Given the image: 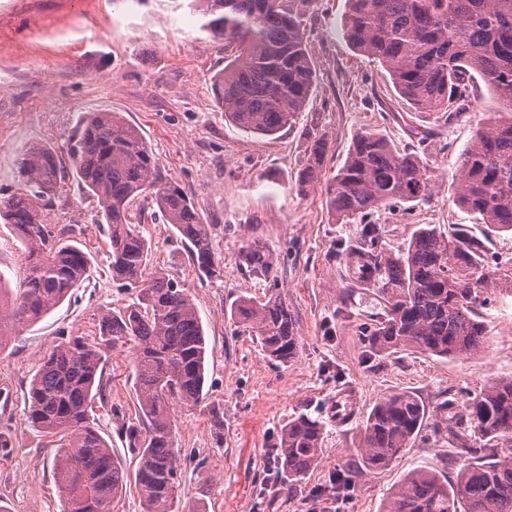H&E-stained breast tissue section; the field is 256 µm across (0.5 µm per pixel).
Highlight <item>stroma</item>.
<instances>
[{
    "mask_svg": "<svg viewBox=\"0 0 512 512\" xmlns=\"http://www.w3.org/2000/svg\"><path fill=\"white\" fill-rule=\"evenodd\" d=\"M347 0H312L303 15L307 54L316 72L312 92L294 124L276 137L231 125L210 78L224 66V49L202 30L189 0H0V189L18 184V163L33 145L66 158L70 140L92 112H116L136 126L167 179L183 189L210 225L224 277H199L172 225L151 200H141L149 270L187 288L208 339L209 400L224 409L215 427L203 407L174 406L180 458L181 512H382L396 485L425 468L455 478L465 465L446 435L424 429L391 463L370 469L356 448L363 421L383 396L398 390L427 406L454 395L466 399L489 379L512 375V234L488 237L495 271L480 316L488 342L472 355L440 358L416 349L390 356L371 351L363 328L379 310L370 291L352 285L351 271L333 254L357 228L337 223L326 181L343 164L355 136L383 134L428 165L430 193L412 204L374 213L387 248L406 245L415 225L462 224L483 235L477 215L456 206L448 185L458 160L483 121L493 119L491 92L473 75L456 116L415 110L388 71L354 50L341 22ZM480 102L483 116L471 110ZM325 146L320 181L300 188L314 141ZM45 219L69 227L89 254V282L70 300L0 349V430L12 437L0 449V512H59L53 448L26 421L29 383L60 335L94 338L102 315L129 304L132 293L114 282L108 240L97 223L96 199L76 174L62 184ZM485 235V234H484ZM273 251V276L248 273L242 245ZM276 289L295 315L300 350L291 362L268 358L258 341L230 318L231 303ZM134 350L112 352L104 374L107 406L94 426L128 472L137 462L120 434L137 414ZM349 396L355 414L338 422L333 406ZM306 414L323 426L317 465L287 487L277 475L274 448L289 419Z\"/></svg>",
    "mask_w": 512,
    "mask_h": 512,
    "instance_id": "obj_1",
    "label": "stroma"
}]
</instances>
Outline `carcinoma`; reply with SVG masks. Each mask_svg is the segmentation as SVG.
I'll return each instance as SVG.
<instances>
[{"label": "carcinoma", "instance_id": "cac0c4a2", "mask_svg": "<svg viewBox=\"0 0 512 512\" xmlns=\"http://www.w3.org/2000/svg\"><path fill=\"white\" fill-rule=\"evenodd\" d=\"M311 0H193L201 28L224 42V69L212 91L224 115L241 130L273 136L292 125L313 86L301 16ZM342 31L350 46L376 58L400 94L425 112H451L467 97L475 69L490 89L494 111L512 115V0H348ZM324 145L310 148L300 190L321 172ZM70 167L96 198L109 241L112 279L136 292V302L100 319L99 334L52 341L28 393V425L56 449L52 469L60 512H113L125 488V471L91 421L95 404L108 400L104 372L110 353L136 348L138 414L121 435L138 461L135 473L142 512H179L177 453L171 407L207 403L216 427L224 409L204 393L206 338L195 304L163 272L147 273L150 244L131 222V206L147 197L172 225L198 274L223 277L209 226L194 203L162 175L140 131L116 113L96 112L82 122L68 149ZM67 171L46 146L28 148L21 181L0 191V220L23 247L25 266L16 288L0 287V349L20 327L41 320L90 280L91 261L53 231L43 211L52 207ZM430 192L427 166L373 130L357 135L329 180L330 209L344 223L361 222L354 243L337 255L353 285L369 288L381 311L366 328L371 350L408 348L449 358L474 354L487 342L478 306L495 272L484 240L468 229L442 231L417 224L398 252L366 222L393 201L411 203ZM455 204L480 217L491 233H512V119L477 128L453 184ZM249 273L269 276L274 254L258 241L241 248ZM232 320L257 337L265 354L286 363L300 347L296 319L276 293L243 297ZM432 426L445 432L460 456L472 459L455 481L435 471L407 474L383 512H512V376L491 381L460 403L449 398L430 409L413 392L382 397L363 425L356 451L369 467L388 464ZM323 425L306 414L281 429L276 448L283 481L296 484L320 457Z\"/></svg>", "mask_w": 512, "mask_h": 512}]
</instances>
